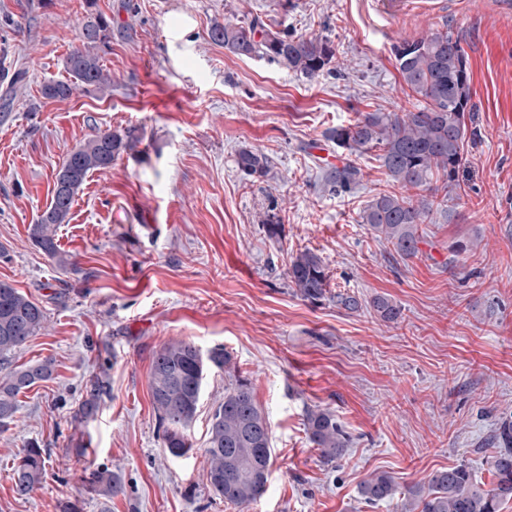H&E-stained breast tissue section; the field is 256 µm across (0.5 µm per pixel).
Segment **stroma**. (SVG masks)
I'll use <instances>...</instances> for the list:
<instances>
[{
	"label": "stroma",
	"instance_id": "stroma-1",
	"mask_svg": "<svg viewBox=\"0 0 512 512\" xmlns=\"http://www.w3.org/2000/svg\"><path fill=\"white\" fill-rule=\"evenodd\" d=\"M448 19L385 20L376 0H96L113 28L104 64L109 96L41 94L63 78L84 0H0V54L22 71L18 91L0 77V280L43 306L45 330L18 351L22 364L54 358L49 381L20 398L0 430V512H394L366 503L374 472L399 485L466 464L486 490L489 437L512 415V18L495 0H456ZM259 18L274 30L329 39L342 67L308 81L210 37L214 21ZM449 27L465 51L475 105L459 186L447 214L421 225L401 259L360 214L399 187L376 152L348 154L330 129L362 112L412 110L393 44ZM138 128L135 153L94 173L56 238L75 256L64 271L29 238L50 201L56 170L95 130ZM264 153L267 177H245L241 149ZM360 169L343 188L335 169ZM277 216L278 236L264 221ZM469 250L453 258L450 249ZM318 254L326 297L304 300L288 279L298 253ZM356 296L350 312L336 296ZM377 295L401 308L384 322ZM182 339L227 350L266 413L273 465L265 494L244 510L210 491L202 448L229 378L211 370L182 459L165 450L150 394L154 353ZM105 387L95 416L75 412L92 376ZM330 410L350 437L324 463L305 429L307 409ZM48 449L42 482L13 490L11 467L30 443ZM119 476L107 498L87 468Z\"/></svg>",
	"mask_w": 512,
	"mask_h": 512
}]
</instances>
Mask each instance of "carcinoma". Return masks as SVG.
Here are the masks:
<instances>
[{
  "instance_id": "1",
  "label": "carcinoma",
  "mask_w": 512,
  "mask_h": 512,
  "mask_svg": "<svg viewBox=\"0 0 512 512\" xmlns=\"http://www.w3.org/2000/svg\"><path fill=\"white\" fill-rule=\"evenodd\" d=\"M213 41L241 56H257L279 65L308 81L318 79L336 65V48L327 38L292 36L286 31L266 28L260 21L215 22L210 30ZM112 48V19L88 12L79 34V44L64 58V80H53L42 88L48 99L65 100L82 88L105 94L112 78L104 68L103 57ZM402 84L420 103L416 111L362 112L355 122L328 132L336 146L359 156L371 149L381 151L379 160L389 179L413 195L383 193L368 202L362 223L382 237L401 258L419 252V226L435 213H446V191L457 186L465 162L468 121L473 119L470 77L467 61L458 39L448 27L431 29L392 46ZM141 142L137 129L99 130L76 147L55 173L50 202L30 225L32 242L58 266L73 265L70 255L56 242V230L69 223L75 197L87 177L106 171L125 154L136 151ZM237 167L250 177L265 178L269 173L266 156L250 149L241 150ZM445 195H439L440 191ZM288 278L299 295L317 302L325 297L328 274L322 259L311 251L296 255L288 267ZM370 305L384 322L397 320L400 307L377 295ZM45 309L11 284L0 281V428L16 420L18 396L40 382L53 378L55 361L50 357L16 364L13 358L31 338L44 328ZM231 370V355L222 348L208 354L190 342L171 340L154 355L150 372V394L162 443L174 458L189 456L193 443L189 429L194 421L207 371ZM103 381H89V398L79 409V420L92 418ZM305 427L308 438L327 462L344 456L349 439L327 409H310ZM495 451L488 459L495 487L485 491L474 482L464 464L432 471L425 481L400 491L387 472L370 475L359 486L368 503L396 501L398 512H500L512 500V418L503 419L491 437ZM264 412L255 400L250 382L238 379L224 388V402L213 412L207 430L204 457L206 480L224 503L247 506L264 494L272 448ZM43 449L30 444L12 467L14 492L29 495L40 484L45 472ZM86 482L91 490L105 497L124 492L119 475L107 469H94Z\"/></svg>"
}]
</instances>
